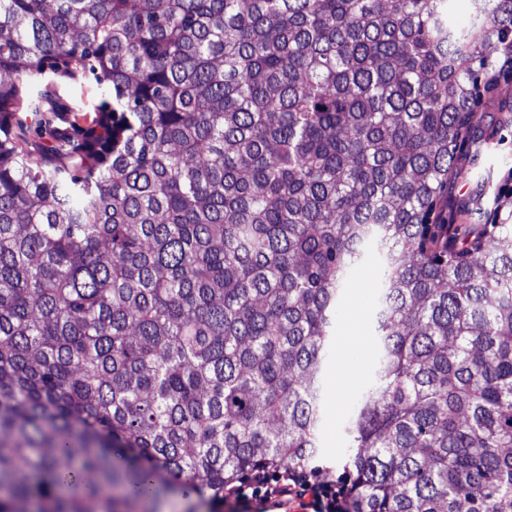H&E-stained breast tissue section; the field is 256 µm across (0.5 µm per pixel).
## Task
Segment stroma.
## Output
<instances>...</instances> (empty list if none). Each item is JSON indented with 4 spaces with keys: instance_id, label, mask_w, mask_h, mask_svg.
Here are the masks:
<instances>
[{
    "instance_id": "1",
    "label": "stroma",
    "mask_w": 512,
    "mask_h": 512,
    "mask_svg": "<svg viewBox=\"0 0 512 512\" xmlns=\"http://www.w3.org/2000/svg\"><path fill=\"white\" fill-rule=\"evenodd\" d=\"M105 93L93 80L78 83L51 82L40 112L50 122L65 111L77 128L94 126ZM471 123L482 137L479 149L470 151L460 175L448 183V193L431 217L435 224L476 225L504 222L512 217V194L503 193L504 175L512 173V79H500L473 110ZM380 263L366 253L342 299L336 317L333 354L323 375V398L327 409L320 448L313 460L324 469L344 472L350 440L343 423L373 382L379 348L374 334L377 283ZM360 336L364 345L346 346L349 336ZM357 373L358 381L343 399H336L333 386L341 370Z\"/></svg>"
}]
</instances>
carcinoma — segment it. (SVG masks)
Returning a JSON list of instances; mask_svg holds the SVG:
<instances>
[{
    "mask_svg": "<svg viewBox=\"0 0 512 512\" xmlns=\"http://www.w3.org/2000/svg\"><path fill=\"white\" fill-rule=\"evenodd\" d=\"M0 0V512H158L318 451L367 244L355 512H512V224L428 218L512 0ZM93 77L112 123H26Z\"/></svg>",
    "mask_w": 512,
    "mask_h": 512,
    "instance_id": "cac0c4a2",
    "label": "carcinoma"
}]
</instances>
